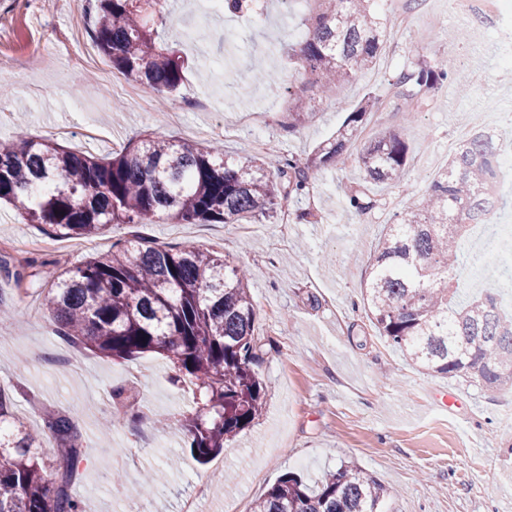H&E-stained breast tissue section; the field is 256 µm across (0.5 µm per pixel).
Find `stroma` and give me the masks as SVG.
<instances>
[{"instance_id": "1", "label": "stroma", "mask_w": 512, "mask_h": 512, "mask_svg": "<svg viewBox=\"0 0 512 512\" xmlns=\"http://www.w3.org/2000/svg\"><path fill=\"white\" fill-rule=\"evenodd\" d=\"M315 11L314 0L288 12L269 0L260 21L245 12L203 18L190 0H170L156 40L179 50L185 79L165 98L178 117L163 123L153 110L132 105L142 89L99 52L92 16L76 20L69 0H0V86L6 89L0 141L49 138L104 156L144 135L166 136L199 147L219 142L226 154L250 158L260 154L252 140L259 128L275 141L276 155L304 157L368 96L373 107L359 144L390 127L408 146L401 182L371 186L372 205L361 213L342 204L364 183L357 163L349 162L319 173L317 201L294 202L295 219L286 227L277 217L241 224L165 217L96 236L97 250L106 251L137 231L161 246L194 245L227 256L248 272L265 406L204 465L183 442L182 424L197 406L170 385L168 360L144 353L116 361L86 350L75 369L56 366L67 344L38 294L82 253L0 206V299L23 311L21 319H0V388L31 428L49 410L76 421L81 463L70 491L86 512H181L189 499L200 512H250L282 475L314 483L344 462L388 487L396 512H512L494 479L498 467L512 465V425L501 420L512 410V390L492 392L418 368L378 335L363 306L370 254L394 215L418 204L437 172L425 159L447 148L471 110L502 109L512 124V69L496 66L468 40L452 39L453 19L437 22L413 6L407 26L383 46L391 66L375 64L341 85L322 99L312 121L292 130L284 117L289 93L314 91L288 50ZM32 57L47 58L48 67L31 71ZM256 57L276 72V83L256 77ZM423 60L444 64L455 78L410 120L390 82ZM475 69L486 72L478 89L470 81ZM313 205L315 219L303 220ZM29 258L43 261L41 275L26 266ZM118 385L130 389L141 416L105 440L99 427L112 415ZM447 392L458 406L443 404ZM165 454L177 457L176 468L151 493L139 494L141 474ZM116 471L127 478V494L119 498L111 489Z\"/></svg>"}]
</instances>
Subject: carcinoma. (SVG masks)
<instances>
[{"label": "carcinoma", "instance_id": "carcinoma-1", "mask_svg": "<svg viewBox=\"0 0 512 512\" xmlns=\"http://www.w3.org/2000/svg\"><path fill=\"white\" fill-rule=\"evenodd\" d=\"M307 38L294 50L313 87L328 96L376 60L387 23L374 0H317ZM94 37L112 68L149 92L175 93L184 60L156 43L164 19L161 0H92ZM444 67L421 64L401 71L396 97L411 103L448 82ZM370 102L349 112L331 137L304 159L236 160L218 147L199 148L150 137L110 157L77 154L50 139L0 141V204L55 238H89L114 224H153L163 216L188 224H240L268 217L277 199L308 195L318 173L358 139ZM315 99L288 94V128L314 116ZM498 135L482 131L462 142L432 180L430 193L399 215L370 262L364 305L380 336L416 366L464 376L488 390L512 387V313L497 306V290L458 299L448 271L462 262L458 242L486 200L500 202L495 179ZM364 179L395 183L408 163L398 131L381 130L356 155ZM371 199L359 190L348 208ZM41 305L58 335L115 360L153 352L175 369L176 386L194 388L199 411L184 424L189 448L207 462L262 412L263 382L254 334L256 306L246 272L193 245L159 247L134 232L44 283ZM112 425L139 418L123 387L112 389ZM0 512H85L69 492L81 439L74 421L47 412L32 430L0 389ZM65 448L48 474L42 440ZM253 512H394L391 491L359 467L344 463L310 485L282 476Z\"/></svg>", "mask_w": 512, "mask_h": 512}]
</instances>
